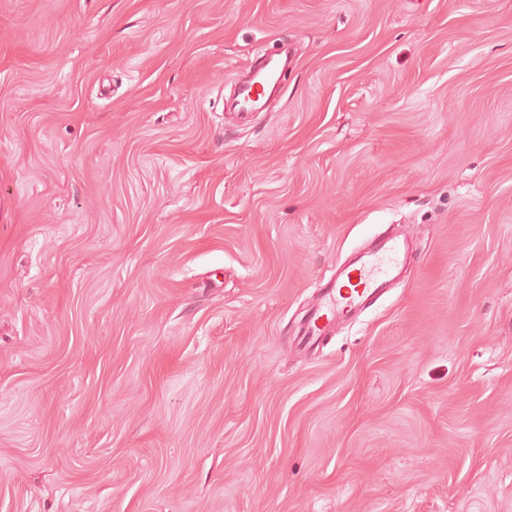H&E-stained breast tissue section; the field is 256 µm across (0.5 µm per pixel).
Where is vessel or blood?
I'll return each mask as SVG.
<instances>
[{"instance_id": "obj_1", "label": "vessel or blood", "mask_w": 512, "mask_h": 512, "mask_svg": "<svg viewBox=\"0 0 512 512\" xmlns=\"http://www.w3.org/2000/svg\"><path fill=\"white\" fill-rule=\"evenodd\" d=\"M285 62L281 59L266 61L251 76L239 84L235 105L238 111L259 109L267 91L275 87ZM404 245L396 238L380 240L367 258L349 270L346 280L338 288L328 290L307 322V340L319 339L333 322L353 315L365 303L378 296L401 262Z\"/></svg>"}]
</instances>
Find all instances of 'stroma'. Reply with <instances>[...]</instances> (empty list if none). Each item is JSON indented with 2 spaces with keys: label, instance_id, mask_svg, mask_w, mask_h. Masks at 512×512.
Instances as JSON below:
<instances>
[{
  "label": "stroma",
  "instance_id": "stroma-1",
  "mask_svg": "<svg viewBox=\"0 0 512 512\" xmlns=\"http://www.w3.org/2000/svg\"><path fill=\"white\" fill-rule=\"evenodd\" d=\"M0 512H512V0H0ZM287 61L288 54L285 55V61L282 58L270 59L239 84L235 98L238 112H253L262 106L267 91L278 84L281 70ZM404 244L394 237L380 240L367 258L346 273V281L329 289L307 322L305 337L317 341L333 322L353 315L378 296L388 278L401 263Z\"/></svg>",
  "mask_w": 512,
  "mask_h": 512
}]
</instances>
